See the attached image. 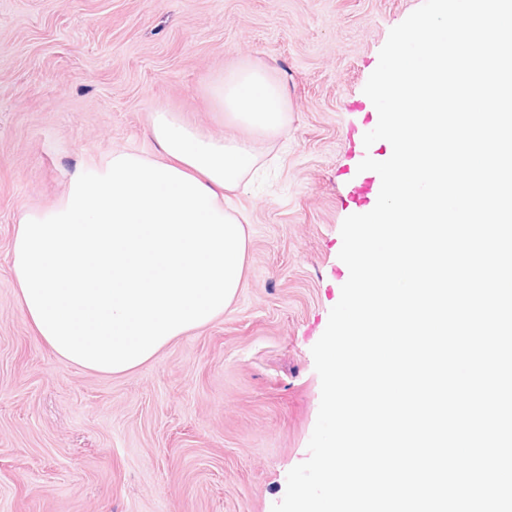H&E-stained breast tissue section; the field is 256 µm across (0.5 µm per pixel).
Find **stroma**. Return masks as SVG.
<instances>
[{"label":"stroma","instance_id":"35a3bbf8","mask_svg":"<svg viewBox=\"0 0 512 512\" xmlns=\"http://www.w3.org/2000/svg\"><path fill=\"white\" fill-rule=\"evenodd\" d=\"M423 0H0V512H272L309 457L312 348L349 278L341 226L364 87ZM247 60L272 69L288 123L230 204L248 220L223 315L138 369L85 372L38 340L13 284L21 211L72 172L153 153L148 116L235 136L208 93Z\"/></svg>","mask_w":512,"mask_h":512}]
</instances>
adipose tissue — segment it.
<instances>
[{
	"label": "adipose tissue",
	"mask_w": 512,
	"mask_h": 512,
	"mask_svg": "<svg viewBox=\"0 0 512 512\" xmlns=\"http://www.w3.org/2000/svg\"><path fill=\"white\" fill-rule=\"evenodd\" d=\"M209 95L243 138L150 116L155 155L117 152L76 170L53 207L21 212L11 276L34 335L92 373L120 375L208 326L236 296L246 227L224 206L288 122L283 85L244 61Z\"/></svg>",
	"instance_id": "1"
}]
</instances>
